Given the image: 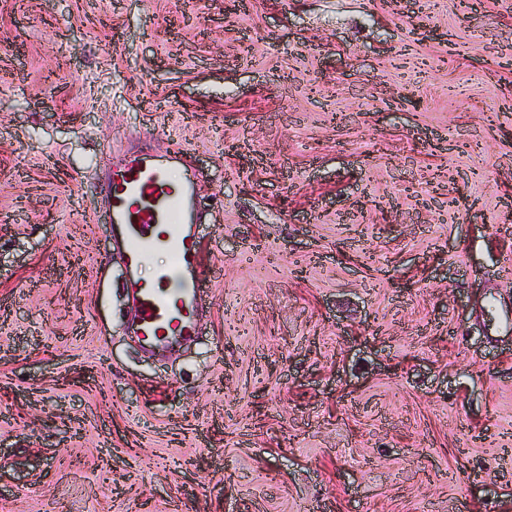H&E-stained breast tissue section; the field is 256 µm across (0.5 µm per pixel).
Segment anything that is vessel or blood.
<instances>
[{
	"instance_id": "1",
	"label": "vessel or blood",
	"mask_w": 512,
	"mask_h": 512,
	"mask_svg": "<svg viewBox=\"0 0 512 512\" xmlns=\"http://www.w3.org/2000/svg\"><path fill=\"white\" fill-rule=\"evenodd\" d=\"M183 162L177 148L164 155L135 154L115 166L109 180L104 219L112 227L113 241L124 248L137 335L150 348L198 333L201 216L194 205L195 179L182 173ZM158 251L167 253L168 266L144 278L143 267ZM175 275L183 278L184 288H170Z\"/></svg>"
}]
</instances>
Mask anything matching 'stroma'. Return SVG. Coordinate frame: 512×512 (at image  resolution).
I'll use <instances>...</instances> for the list:
<instances>
[{
    "label": "stroma",
    "instance_id": "obj_1",
    "mask_svg": "<svg viewBox=\"0 0 512 512\" xmlns=\"http://www.w3.org/2000/svg\"><path fill=\"white\" fill-rule=\"evenodd\" d=\"M176 146L152 356L98 216ZM0 512H512V0H0ZM183 162L180 148L167 155L135 154L112 168L109 180L104 221L112 227V241L123 245L137 336L150 348L198 333L201 216L194 205L196 176L173 174L183 171ZM157 251L167 253L169 264L146 279L142 269ZM173 275L183 278L185 288L176 290L181 285Z\"/></svg>",
    "mask_w": 512,
    "mask_h": 512
}]
</instances>
